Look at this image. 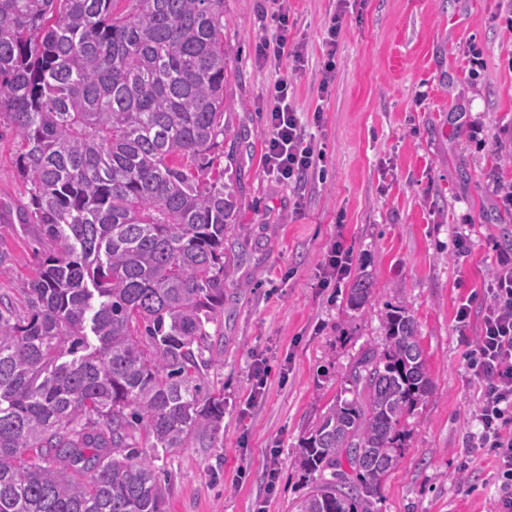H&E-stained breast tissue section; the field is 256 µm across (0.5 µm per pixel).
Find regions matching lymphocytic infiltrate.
<instances>
[{
	"mask_svg": "<svg viewBox=\"0 0 512 512\" xmlns=\"http://www.w3.org/2000/svg\"><path fill=\"white\" fill-rule=\"evenodd\" d=\"M278 29L275 41L261 42L258 57L263 61L300 63V45L288 39V7L280 5L274 15ZM270 137L266 163L269 170L288 183L302 181L322 160L296 111L288 101V81L280 79L271 94ZM469 368L484 384L479 421V439L493 449L500 481L495 512H512V255H500L482 304L479 336L469 354Z\"/></svg>",
	"mask_w": 512,
	"mask_h": 512,
	"instance_id": "obj_1",
	"label": "lymphocytic infiltrate"
}]
</instances>
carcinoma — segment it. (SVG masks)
I'll list each match as a JSON object with an SVG mask.
<instances>
[{
  "instance_id": "obj_1",
  "label": "carcinoma",
  "mask_w": 512,
  "mask_h": 512,
  "mask_svg": "<svg viewBox=\"0 0 512 512\" xmlns=\"http://www.w3.org/2000/svg\"><path fill=\"white\" fill-rule=\"evenodd\" d=\"M227 63L224 0H0V128L52 244L25 313L0 301V512H166L155 460L219 434ZM383 328L303 439L296 512H374L399 461L431 379L413 319Z\"/></svg>"
}]
</instances>
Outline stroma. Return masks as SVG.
Here are the masks:
<instances>
[{"instance_id": "obj_1", "label": "stroma", "mask_w": 512, "mask_h": 512, "mask_svg": "<svg viewBox=\"0 0 512 512\" xmlns=\"http://www.w3.org/2000/svg\"><path fill=\"white\" fill-rule=\"evenodd\" d=\"M277 9V0H224L231 135L212 154L235 189L241 229L224 240V308L209 328L205 373L224 395V420L218 438L190 436L157 461L167 510L293 512L310 488L303 438L361 347L382 343L386 312L402 308L432 387L406 422L375 512H491L495 458L478 445L483 385L467 365L480 320L459 329L456 311L484 295L498 254L512 250V210L494 190L512 185V0H288V36L304 47L298 68L256 58L275 36ZM331 48L336 75L324 92ZM284 75L324 155L295 188L265 166L267 91ZM17 150L13 134L0 135V299L20 311L50 246L19 219L29 195ZM337 240L352 274L323 288ZM359 279L371 295L355 309Z\"/></svg>"}]
</instances>
